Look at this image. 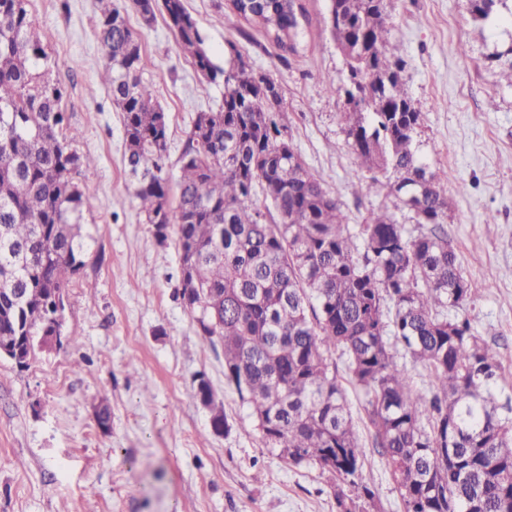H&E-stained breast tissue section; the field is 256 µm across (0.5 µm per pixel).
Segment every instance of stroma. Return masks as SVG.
<instances>
[{"instance_id":"obj_1","label":"stroma","mask_w":512,"mask_h":512,"mask_svg":"<svg viewBox=\"0 0 512 512\" xmlns=\"http://www.w3.org/2000/svg\"><path fill=\"white\" fill-rule=\"evenodd\" d=\"M295 51L240 18L231 0H184L203 47L225 65L237 47L269 76L279 121L307 169L342 204L351 231L373 212L395 211L392 172L354 176L358 160L339 115L343 57L329 26L330 0H299ZM136 32L168 115L167 165L179 158L197 113L218 110L208 84L164 17L144 25L132 0H115ZM390 38L406 62V91L421 114L416 140L448 196V238L471 288L465 308L478 336L512 372V87L488 56L512 45V14L474 21L467 0H391ZM33 29L58 61L60 107L91 155L78 181L88 200V247L72 277L65 330L76 339L28 367L0 359V512H336L334 486L316 465L266 448L255 420L224 383V350L198 332L183 304L177 236L159 240L127 172L122 117L100 84L104 63L95 0H30ZM209 383L212 403L195 396ZM351 413L374 476L367 512H404L385 459L372 446L366 397L348 387ZM109 406V429L97 421ZM222 413L227 427L214 432Z\"/></svg>"}]
</instances>
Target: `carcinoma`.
Listing matches in <instances>:
<instances>
[{
	"instance_id": "1",
	"label": "carcinoma",
	"mask_w": 512,
	"mask_h": 512,
	"mask_svg": "<svg viewBox=\"0 0 512 512\" xmlns=\"http://www.w3.org/2000/svg\"><path fill=\"white\" fill-rule=\"evenodd\" d=\"M486 20L508 0H469ZM105 63L101 83L122 112L124 163L156 236L177 226L180 297L192 296L198 331L224 349V381L269 450L331 473L337 512H356L343 486L371 499L373 476L354 429L336 357L367 395L374 448L387 462L404 512H512V380L497 352L452 316L471 288L448 241V197L418 153L421 122L405 91V63L388 38V0H331L329 23L345 77L347 142L368 171L392 170V191L418 224L405 233L391 212L353 234L339 200L307 170L267 91L274 82L240 53L215 64L184 0H133L144 24L156 10L210 84L216 112L197 113L179 159L176 206L166 150L168 119L142 78L141 45L112 0H97ZM29 0H0V344L19 367L54 332V292L69 288L86 246L87 200L75 176L92 159L71 144L57 62L34 37ZM290 50L295 0H232ZM512 86V45L492 54ZM263 196V206L256 203ZM428 371L412 388L393 345Z\"/></svg>"
}]
</instances>
